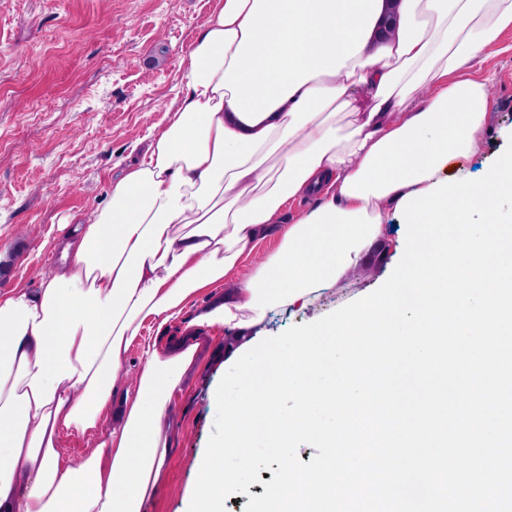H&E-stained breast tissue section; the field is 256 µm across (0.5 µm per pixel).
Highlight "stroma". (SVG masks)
<instances>
[{"label":"stroma","mask_w":512,"mask_h":512,"mask_svg":"<svg viewBox=\"0 0 512 512\" xmlns=\"http://www.w3.org/2000/svg\"><path fill=\"white\" fill-rule=\"evenodd\" d=\"M221 0H0V294L40 288L59 266L65 217L85 219L107 205L109 184L138 164L167 123L180 92L181 56ZM491 128L471 164L489 167L512 139V30L482 53ZM401 214L388 209L363 262L303 307L268 313L266 335L315 322L377 290L406 238ZM280 242L270 232L224 284L185 303L165 326L147 324L129 346L122 386H133L146 344L177 345L198 310L248 279ZM210 340L199 373L171 399L167 477L153 512H181L195 486L196 463L214 429L210 399L225 374L224 328L202 326Z\"/></svg>","instance_id":"1"}]
</instances>
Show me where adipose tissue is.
Listing matches in <instances>:
<instances>
[{
    "mask_svg": "<svg viewBox=\"0 0 512 512\" xmlns=\"http://www.w3.org/2000/svg\"><path fill=\"white\" fill-rule=\"evenodd\" d=\"M508 30L512 0H223L141 162L40 288L0 295V512H151L200 343L148 345L124 392L130 344L273 224L278 250L195 325L239 347L271 309L335 285L376 243L383 205L466 175L490 118L475 68ZM306 195L317 206L282 224ZM73 435L92 442L75 462Z\"/></svg>",
    "mask_w": 512,
    "mask_h": 512,
    "instance_id": "obj_1",
    "label": "adipose tissue"
}]
</instances>
